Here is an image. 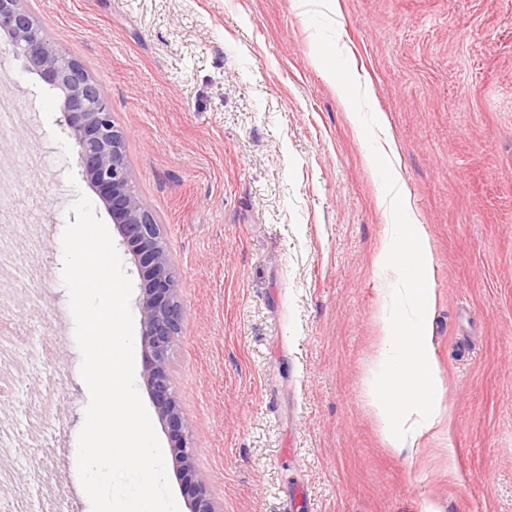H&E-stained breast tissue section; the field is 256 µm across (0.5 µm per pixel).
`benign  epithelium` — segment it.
I'll return each mask as SVG.
<instances>
[{
    "mask_svg": "<svg viewBox=\"0 0 512 512\" xmlns=\"http://www.w3.org/2000/svg\"><path fill=\"white\" fill-rule=\"evenodd\" d=\"M0 29L9 33L16 54L62 94V112L79 164L112 210L113 223L142 280L144 373L168 428L189 512H217L208 488L196 478L193 449L188 446L185 419L168 372V352L180 329L183 308L159 225L132 185L123 133L83 64L44 37L35 19L20 7V0H0Z\"/></svg>",
    "mask_w": 512,
    "mask_h": 512,
    "instance_id": "7a95c632",
    "label": "benign epithelium"
}]
</instances>
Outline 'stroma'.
I'll use <instances>...</instances> for the list:
<instances>
[{
    "mask_svg": "<svg viewBox=\"0 0 512 512\" xmlns=\"http://www.w3.org/2000/svg\"><path fill=\"white\" fill-rule=\"evenodd\" d=\"M81 61L126 134L130 177L172 262L184 318L169 373L198 478L219 512H512V0H22ZM343 50L322 62L321 46ZM349 79L342 103L332 82ZM58 90L0 31V138L13 172L0 247L51 291L14 315L50 342L37 367L0 366L25 395L0 401V512H76L81 377L62 234L78 194L122 237L85 178ZM385 117L410 216L424 224L435 292L441 423L415 449L386 442L371 405L392 234L385 176L364 163ZM41 225L26 237L22 223ZM65 385L54 456L15 427L50 371ZM179 512L174 450L143 374Z\"/></svg>",
    "mask_w": 512,
    "mask_h": 512,
    "instance_id": "stroma-1",
    "label": "stroma"
}]
</instances>
